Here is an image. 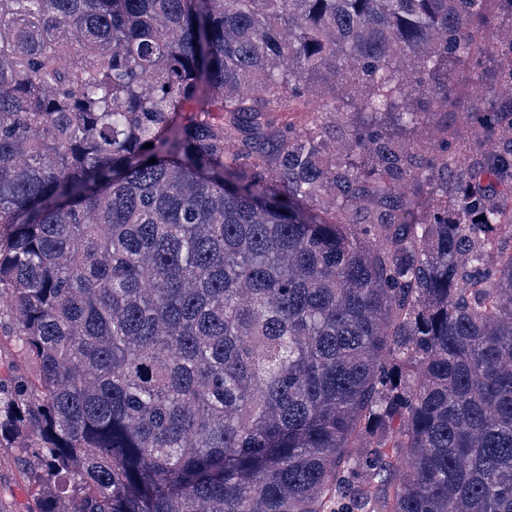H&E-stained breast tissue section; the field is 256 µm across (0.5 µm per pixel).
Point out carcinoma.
Returning <instances> with one entry per match:
<instances>
[{"instance_id":"carcinoma-1","label":"carcinoma","mask_w":512,"mask_h":512,"mask_svg":"<svg viewBox=\"0 0 512 512\" xmlns=\"http://www.w3.org/2000/svg\"><path fill=\"white\" fill-rule=\"evenodd\" d=\"M488 2L0 0V442L31 512H512ZM457 69L467 129L384 133Z\"/></svg>"}]
</instances>
